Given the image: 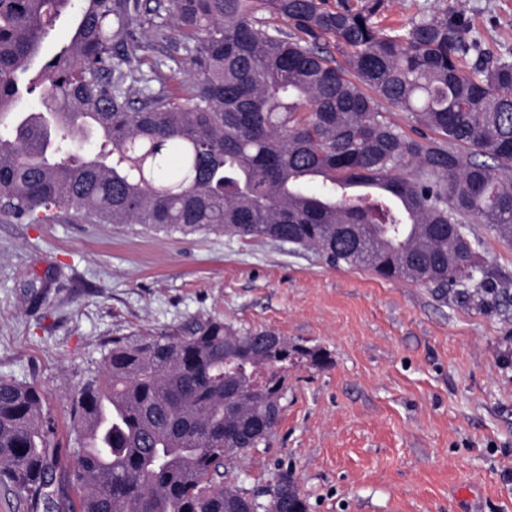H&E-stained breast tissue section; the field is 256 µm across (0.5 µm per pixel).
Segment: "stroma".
Returning a JSON list of instances; mask_svg holds the SVG:
<instances>
[{
	"instance_id": "1",
	"label": "stroma",
	"mask_w": 512,
	"mask_h": 512,
	"mask_svg": "<svg viewBox=\"0 0 512 512\" xmlns=\"http://www.w3.org/2000/svg\"><path fill=\"white\" fill-rule=\"evenodd\" d=\"M496 55L512 52V0H460ZM499 287L512 241L486 225ZM220 317L322 350L288 370L268 447L228 468L247 489L293 472L309 512H512V307L330 267L276 241L0 214V376L38 386L63 464L75 384L113 337Z\"/></svg>"
}]
</instances>
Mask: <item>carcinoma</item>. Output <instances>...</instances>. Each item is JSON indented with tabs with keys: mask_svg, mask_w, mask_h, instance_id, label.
<instances>
[{
	"mask_svg": "<svg viewBox=\"0 0 512 512\" xmlns=\"http://www.w3.org/2000/svg\"><path fill=\"white\" fill-rule=\"evenodd\" d=\"M388 7L0 0V212L287 238L332 267L499 305L470 225L512 241V53L489 55L459 0L401 24ZM64 12L69 42L23 81ZM137 23L151 39L114 53ZM297 360L328 364L217 317L112 339L73 391L62 483L41 393L0 377V478L27 512H265L223 469L268 444ZM278 480V512H307L292 474Z\"/></svg>",
	"mask_w": 512,
	"mask_h": 512,
	"instance_id": "cac0c4a2",
	"label": "carcinoma"
}]
</instances>
